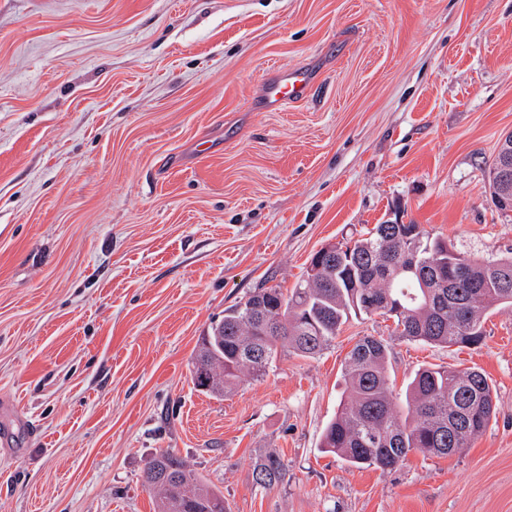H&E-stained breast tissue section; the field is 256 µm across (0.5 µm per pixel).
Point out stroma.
Wrapping results in <instances>:
<instances>
[{"instance_id": "stroma-1", "label": "stroma", "mask_w": 512, "mask_h": 512, "mask_svg": "<svg viewBox=\"0 0 512 512\" xmlns=\"http://www.w3.org/2000/svg\"><path fill=\"white\" fill-rule=\"evenodd\" d=\"M297 69L307 95L264 109ZM511 132L512 0H0V512H155L162 450L229 512H512V307L471 348L357 316L224 399L191 380L211 323L325 244L418 224L511 253L484 191ZM363 336L399 394L482 371L488 428L387 472L322 453ZM270 453L288 476L263 489ZM287 475V465L273 453L267 454L254 469L255 483L263 489L283 483Z\"/></svg>"}]
</instances>
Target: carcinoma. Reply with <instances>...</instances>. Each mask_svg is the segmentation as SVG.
Masks as SVG:
<instances>
[{
  "label": "carcinoma",
  "mask_w": 512,
  "mask_h": 512,
  "mask_svg": "<svg viewBox=\"0 0 512 512\" xmlns=\"http://www.w3.org/2000/svg\"><path fill=\"white\" fill-rule=\"evenodd\" d=\"M487 172V187L512 210V178ZM305 276L288 293L259 288L224 310L199 344L192 381L215 397L246 377L260 378L278 353L312 358L328 349L354 315L393 319V335L451 348L482 343L495 309L512 306V256L480 259L418 224H377L367 236L317 251ZM390 345L363 336L344 363L345 389L320 443L351 467L383 471L413 450L450 456L470 447L495 416L492 386L475 368L426 367L414 372L400 400L389 379ZM287 465L266 455L254 469L257 486L282 483ZM143 482L158 512H228L223 494L168 450L149 459Z\"/></svg>",
  "instance_id": "carcinoma-1"
}]
</instances>
